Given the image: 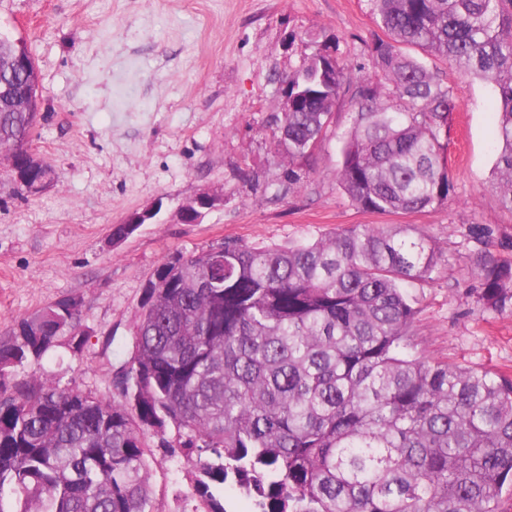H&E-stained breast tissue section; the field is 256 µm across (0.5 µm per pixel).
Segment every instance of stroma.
<instances>
[{"label":"stroma","instance_id":"35a3bbf8","mask_svg":"<svg viewBox=\"0 0 512 512\" xmlns=\"http://www.w3.org/2000/svg\"><path fill=\"white\" fill-rule=\"evenodd\" d=\"M0 33L24 40L40 72L33 146L54 172L34 196L0 182V340L19 317L82 300L86 342L50 353L46 374L115 394L144 288L166 260L227 240L289 247L354 224H411L439 251L431 278L409 290L414 353L512 377V312L483 308L473 263L482 249L512 261V212L490 189L497 104L487 83L426 60L456 103L455 193L440 207L381 215L352 205L336 181L357 110L346 95L311 157L276 154L283 78L333 49L362 76L383 35L369 0H0ZM205 193L217 204L184 222V205ZM148 208L149 223L113 241V225ZM177 441L171 427L145 434L153 512L195 508L196 471L165 448Z\"/></svg>","mask_w":512,"mask_h":512}]
</instances>
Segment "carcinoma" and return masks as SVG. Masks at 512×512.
Returning <instances> with one entry per match:
<instances>
[{"instance_id": "carcinoma-1", "label": "carcinoma", "mask_w": 512, "mask_h": 512, "mask_svg": "<svg viewBox=\"0 0 512 512\" xmlns=\"http://www.w3.org/2000/svg\"><path fill=\"white\" fill-rule=\"evenodd\" d=\"M370 2L388 35L370 48L377 80L314 55L285 77L277 153L312 156L348 93L358 111L336 180L351 203L378 214L447 203L453 90L417 48L497 91L491 190L512 212V0ZM37 123L0 105L1 164L23 159ZM437 264L435 242L408 224L291 248L227 240L166 261L116 398L17 379L63 339L81 349L71 299L17 319L0 340V512H152L144 431L168 425L183 432L206 512H227V487L250 512H499L512 491V378L412 352L406 285ZM476 265L482 306L512 309V262L485 249Z\"/></svg>"}]
</instances>
